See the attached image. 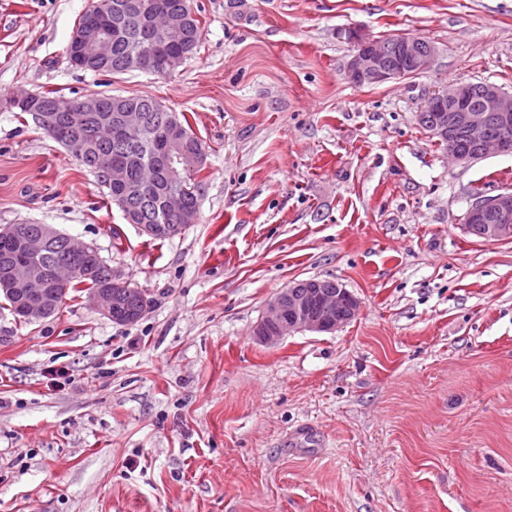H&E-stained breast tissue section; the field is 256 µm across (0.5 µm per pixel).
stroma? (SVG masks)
<instances>
[{
	"label": "stroma",
	"instance_id": "35a3bbf8",
	"mask_svg": "<svg viewBox=\"0 0 512 512\" xmlns=\"http://www.w3.org/2000/svg\"><path fill=\"white\" fill-rule=\"evenodd\" d=\"M176 72L97 75L66 46L89 0H0V225L97 245L149 305L0 308V512H512V238L470 234L512 155L449 159L418 111L459 81L512 93V0H191ZM343 27L434 43L424 73L345 74ZM148 95L206 152L196 224L161 243L6 104ZM361 302L332 333L253 330L291 282ZM66 384L53 382L57 368Z\"/></svg>",
	"mask_w": 512,
	"mask_h": 512
}]
</instances>
